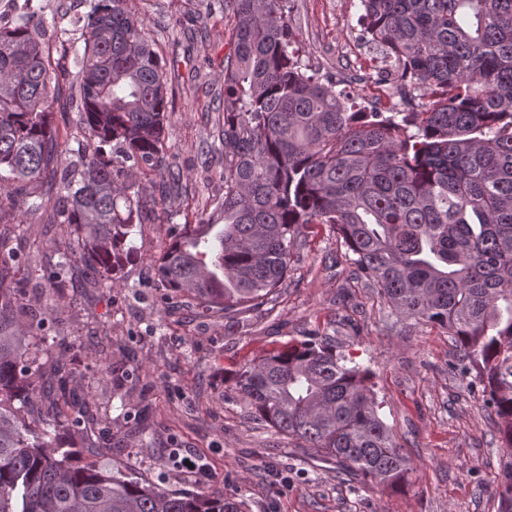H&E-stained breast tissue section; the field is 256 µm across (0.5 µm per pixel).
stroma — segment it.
I'll return each instance as SVG.
<instances>
[{
  "label": "stroma",
  "mask_w": 512,
  "mask_h": 512,
  "mask_svg": "<svg viewBox=\"0 0 512 512\" xmlns=\"http://www.w3.org/2000/svg\"><path fill=\"white\" fill-rule=\"evenodd\" d=\"M143 18L168 70L172 107L167 145L204 203L221 192L224 157L210 152L224 95V58L231 19L222 0H126ZM289 19L302 59L335 82L352 108L376 95L371 70L379 53L367 43L360 0H290ZM209 158H202V150ZM126 262L124 287L88 301L68 291L66 322L55 349L76 368V383L111 402L117 441L76 458L102 463L173 489L219 488L240 512H495L504 450L497 418L460 374L462 353L439 328L396 321L341 261L344 248L325 224L301 229L292 272L273 311L241 331L216 313L205 317L186 301L160 311L146 269L168 243L163 224H139ZM112 323V361L134 352L138 367L123 387L102 378L90 338ZM369 369L380 415L405 449L413 472L405 487L341 479L312 449L260 424L234 393L229 376L247 361L313 334ZM146 410L150 435L131 437L136 410ZM192 456L208 479L178 469Z\"/></svg>",
  "instance_id": "35a3bbf8"
}]
</instances>
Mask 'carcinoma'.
<instances>
[{"label": "carcinoma", "instance_id": "cac0c4a2", "mask_svg": "<svg viewBox=\"0 0 512 512\" xmlns=\"http://www.w3.org/2000/svg\"><path fill=\"white\" fill-rule=\"evenodd\" d=\"M24 2L0 26V512H239L222 490L73 462L74 438L91 451L112 430L43 333L63 322L60 304L24 302L19 248L69 235L43 287L58 300L94 294L121 279L132 229L147 222L168 225L151 264L159 302L185 297L244 330L237 315L288 281L298 229L330 225L390 314L463 348L461 372L512 448V0H360L370 40L423 90L417 112L348 111L336 84L307 73L288 0H226L224 194L196 224L175 223L167 205L184 173L166 144V65L143 20L123 0H86L83 24L61 30ZM111 349L106 326L95 355L118 381ZM232 381L275 431L365 482H409L367 371L327 339L268 351ZM496 498L512 512V453Z\"/></svg>", "mask_w": 512, "mask_h": 512}]
</instances>
